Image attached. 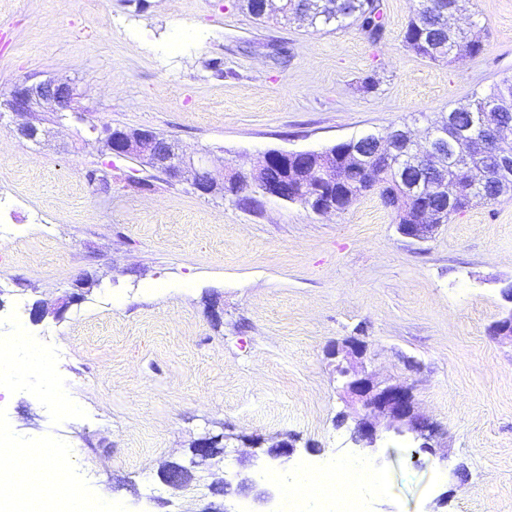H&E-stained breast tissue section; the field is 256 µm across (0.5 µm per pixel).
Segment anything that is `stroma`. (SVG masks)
I'll return each instance as SVG.
<instances>
[{
	"instance_id": "1",
	"label": "stroma",
	"mask_w": 512,
	"mask_h": 512,
	"mask_svg": "<svg viewBox=\"0 0 512 512\" xmlns=\"http://www.w3.org/2000/svg\"><path fill=\"white\" fill-rule=\"evenodd\" d=\"M386 27L324 31L258 20L242 0H0V92L72 83L82 120L18 139L0 108V316L41 343L50 381L24 355L0 367V430L64 448L81 496L115 512H203L224 471L287 476L341 460L387 478L365 512H512V198L474 201L426 241L401 235L377 195L321 215L261 199L244 210L188 182L102 154L89 125L150 129L214 173L271 150L320 151L436 113L512 75V0H465L482 55L446 64L407 50L415 0H381ZM105 172L107 186L90 170ZM45 316L33 321V305ZM410 386L437 428L351 440L363 413L341 389L334 344ZM224 453L191 465V446ZM291 437L290 458L268 451ZM191 465L182 490L159 472Z\"/></svg>"
}]
</instances>
